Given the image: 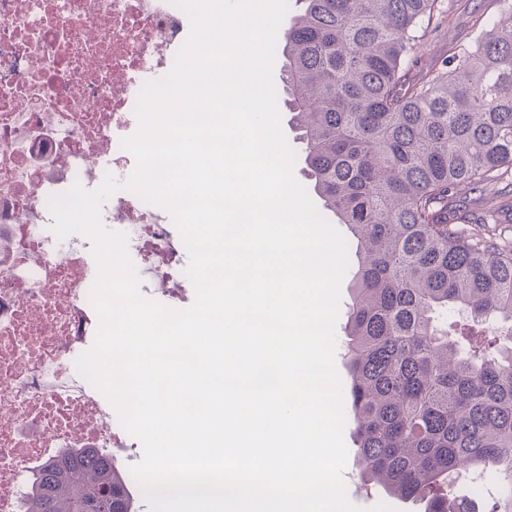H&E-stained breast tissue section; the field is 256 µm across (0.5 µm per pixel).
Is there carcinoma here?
I'll return each instance as SVG.
<instances>
[{
  "label": "carcinoma",
  "mask_w": 512,
  "mask_h": 512,
  "mask_svg": "<svg viewBox=\"0 0 512 512\" xmlns=\"http://www.w3.org/2000/svg\"><path fill=\"white\" fill-rule=\"evenodd\" d=\"M451 63L412 74L442 0H295L278 41L285 104L319 213L357 271L344 357L362 476L426 512H476L463 470L492 472L512 512V242L466 234L452 189L512 176V0ZM462 322L442 328L448 310ZM126 474L67 448L28 512H128Z\"/></svg>",
  "instance_id": "carcinoma-1"
}]
</instances>
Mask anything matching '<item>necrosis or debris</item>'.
Listing matches in <instances>:
<instances>
[{"mask_svg": "<svg viewBox=\"0 0 512 512\" xmlns=\"http://www.w3.org/2000/svg\"><path fill=\"white\" fill-rule=\"evenodd\" d=\"M172 0H0V512H27L25 473L66 448L126 447L67 357L97 329L91 242L58 238L50 197L124 181L143 85L188 37ZM129 236L140 288L177 303L191 283L164 211L127 190L102 207Z\"/></svg>", "mask_w": 512, "mask_h": 512, "instance_id": "1", "label": "necrosis or debris"}]
</instances>
